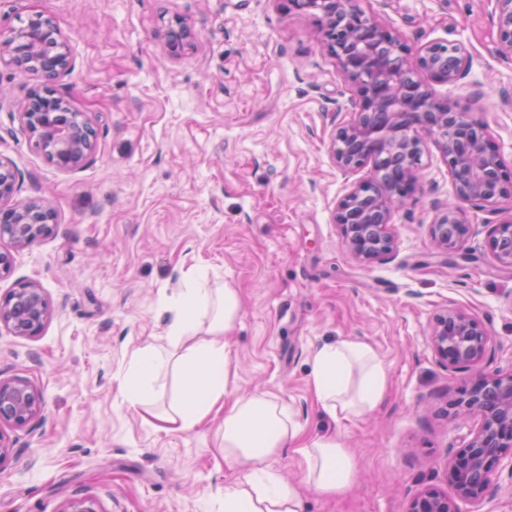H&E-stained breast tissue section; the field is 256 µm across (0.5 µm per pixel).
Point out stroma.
<instances>
[{
  "label": "stroma",
  "instance_id": "stroma-1",
  "mask_svg": "<svg viewBox=\"0 0 512 512\" xmlns=\"http://www.w3.org/2000/svg\"><path fill=\"white\" fill-rule=\"evenodd\" d=\"M359 5L410 47L464 44L471 73L434 90L487 127L512 168V62L497 52L492 0ZM34 13L68 37L72 71L47 81L0 63V157L18 174L13 200L55 212L52 232L27 248L0 241L13 253L0 297L33 280L53 308L38 336L0 327V378L29 379L45 401L41 419L7 431L0 512H60L75 489L103 512H221L225 484L243 469L216 447V423L159 432L119 392L132 351L164 334L161 294L197 268L241 296L227 399L274 394L304 438L338 436L355 458L347 492L304 491L302 512H404L423 485L442 483L467 433L449 403L472 374L437 362L428 327L466 307L492 332L482 370L512 368V273L486 244L512 198L470 209L464 256L435 253L431 226L454 188L428 148L421 191L392 219L394 252L360 264L334 215L369 171H341L331 158L351 90L313 18L286 0H0V30ZM179 20L195 38L173 55L166 33ZM44 87L96 129L81 170H59L19 121V105ZM349 337L377 350L388 389L373 412L338 425L311 395L310 359Z\"/></svg>",
  "mask_w": 512,
  "mask_h": 512
}]
</instances>
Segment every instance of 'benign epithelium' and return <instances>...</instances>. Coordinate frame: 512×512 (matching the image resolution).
Returning <instances> with one entry per match:
<instances>
[{"label": "benign epithelium", "instance_id": "1", "mask_svg": "<svg viewBox=\"0 0 512 512\" xmlns=\"http://www.w3.org/2000/svg\"><path fill=\"white\" fill-rule=\"evenodd\" d=\"M499 54L512 61V0H493ZM288 9L314 17L324 44L336 60L337 74L352 91L355 117L340 126L331 143L336 167L348 171L371 166L370 175L351 183L336 204L334 221L350 255L368 265L396 247L392 214L421 190L420 161L433 143L448 166L454 200L431 227V244L439 254L460 253L471 233L469 207L494 205L512 196V172L504 168L500 148L483 125L470 119L452 99H435L431 83L453 88L473 66L458 42H431L416 50L357 4V0H288ZM35 26L0 37V62L23 73L57 79L71 69L69 41L39 13ZM189 36L186 23L169 31L167 47L175 53ZM66 101L53 93L31 92L19 107L22 126L63 171L84 167L94 151L93 126L77 125L63 111ZM16 191V176L0 158V203ZM52 209L41 202L16 203L0 213V240L22 250L52 231ZM487 245L499 266L512 271V217L491 225ZM53 315L45 289L21 281L0 299V327L16 336L39 335ZM428 346L450 370H473L475 376L450 403L454 416L473 423L464 446L448 453L446 491L427 484L408 501L405 512H469L482 502L502 469L512 471V368L481 371L493 337L467 309L453 306L429 326ZM40 391L25 378L0 379V460L10 448L3 427L23 428L42 416ZM59 512H102L98 501L80 492Z\"/></svg>", "mask_w": 512, "mask_h": 512}]
</instances>
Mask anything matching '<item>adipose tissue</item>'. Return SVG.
<instances>
[{"label":"adipose tissue","mask_w":512,"mask_h":512,"mask_svg":"<svg viewBox=\"0 0 512 512\" xmlns=\"http://www.w3.org/2000/svg\"><path fill=\"white\" fill-rule=\"evenodd\" d=\"M164 306V342L133 352L121 397L143 410L146 423L166 433L190 431L221 418L218 439L225 461L247 468L242 479L225 485L224 512H302L301 485L320 494L342 493L351 486L355 461L350 451L331 435L302 443L294 411L278 397L250 392L225 403L232 379L226 337L241 310L237 289L212 287L208 273L200 271ZM164 375L172 376L178 395L159 412L153 400ZM387 383V365L366 340L343 338L322 344L312 354L309 386L334 422L372 412ZM287 448L301 457L302 484L284 482L269 465L272 456Z\"/></svg>","instance_id":"adipose-tissue-1"}]
</instances>
